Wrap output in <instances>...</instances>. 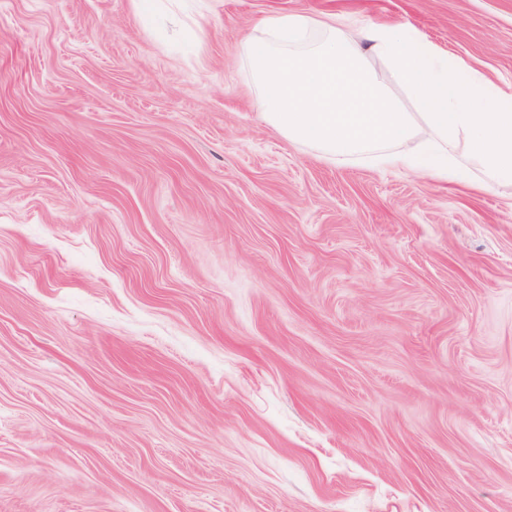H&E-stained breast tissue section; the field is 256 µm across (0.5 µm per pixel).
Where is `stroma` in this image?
<instances>
[{
	"mask_svg": "<svg viewBox=\"0 0 512 512\" xmlns=\"http://www.w3.org/2000/svg\"><path fill=\"white\" fill-rule=\"evenodd\" d=\"M290 12L512 95V0H0V512H512V181L288 141Z\"/></svg>",
	"mask_w": 512,
	"mask_h": 512,
	"instance_id": "1",
	"label": "stroma"
}]
</instances>
